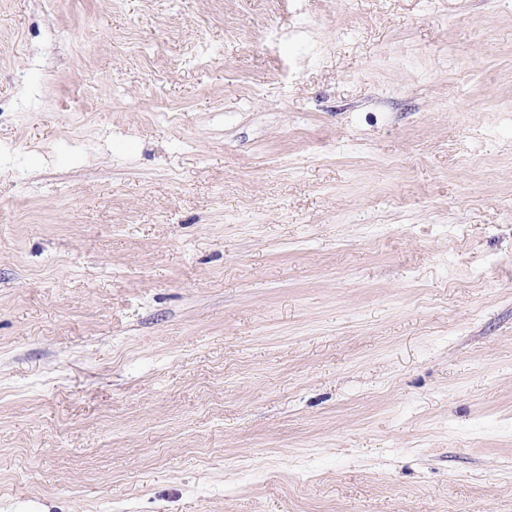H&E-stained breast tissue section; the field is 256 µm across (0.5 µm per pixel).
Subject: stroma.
<instances>
[{"mask_svg":"<svg viewBox=\"0 0 512 512\" xmlns=\"http://www.w3.org/2000/svg\"><path fill=\"white\" fill-rule=\"evenodd\" d=\"M0 512H512V0H0Z\"/></svg>","mask_w":512,"mask_h":512,"instance_id":"obj_1","label":"stroma"}]
</instances>
